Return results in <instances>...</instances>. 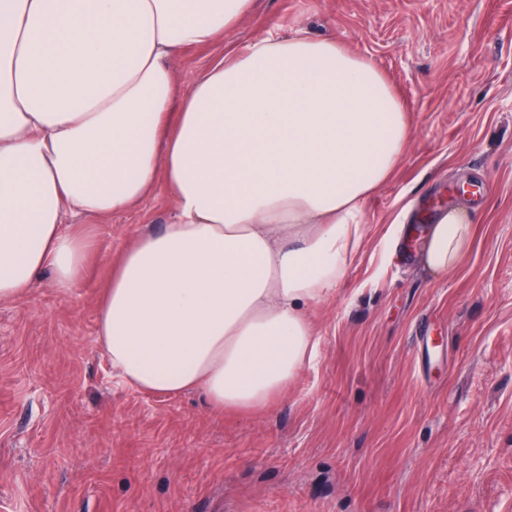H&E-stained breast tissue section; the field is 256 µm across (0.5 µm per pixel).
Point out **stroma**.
Listing matches in <instances>:
<instances>
[{
	"mask_svg": "<svg viewBox=\"0 0 512 512\" xmlns=\"http://www.w3.org/2000/svg\"><path fill=\"white\" fill-rule=\"evenodd\" d=\"M298 30L371 59L412 122L359 254L309 311L315 362L259 411L120 383L98 300L122 250L171 223L158 189L94 220L80 288L0 301V512H512V0H257L175 68ZM463 184L473 245L435 280L420 233Z\"/></svg>",
	"mask_w": 512,
	"mask_h": 512,
	"instance_id": "1",
	"label": "stroma"
}]
</instances>
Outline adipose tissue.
I'll use <instances>...</instances> for the list:
<instances>
[{
  "label": "adipose tissue",
  "instance_id": "adipose-tissue-1",
  "mask_svg": "<svg viewBox=\"0 0 512 512\" xmlns=\"http://www.w3.org/2000/svg\"><path fill=\"white\" fill-rule=\"evenodd\" d=\"M256 0H0V300L50 273L67 294L98 248L70 216L125 212L165 184L175 219L138 236L99 304L97 341L149 394L256 409L318 354L308 318L366 233L364 202L411 135L368 58L299 31L225 48L189 83L174 61ZM457 203L428 225L426 273L471 248Z\"/></svg>",
  "mask_w": 512,
  "mask_h": 512
}]
</instances>
